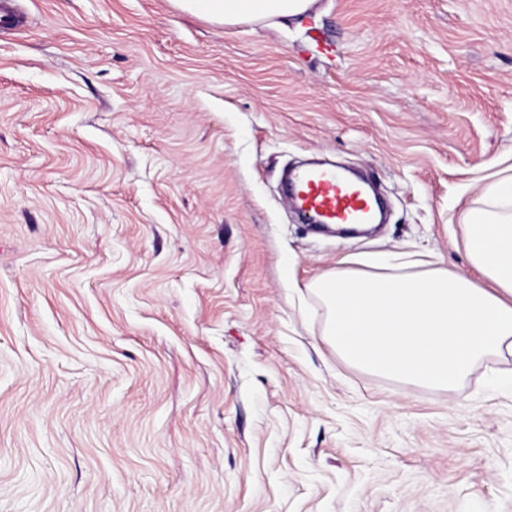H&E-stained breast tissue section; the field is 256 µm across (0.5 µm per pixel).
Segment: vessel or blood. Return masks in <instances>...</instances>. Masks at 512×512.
Masks as SVG:
<instances>
[{
  "label": "vessel or blood",
  "instance_id": "b4317fda",
  "mask_svg": "<svg viewBox=\"0 0 512 512\" xmlns=\"http://www.w3.org/2000/svg\"><path fill=\"white\" fill-rule=\"evenodd\" d=\"M287 190L299 213L311 214L322 224H369L376 215V201L333 167L298 169L290 176Z\"/></svg>",
  "mask_w": 512,
  "mask_h": 512
}]
</instances>
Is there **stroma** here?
<instances>
[{
    "instance_id": "obj_1",
    "label": "stroma",
    "mask_w": 512,
    "mask_h": 512,
    "mask_svg": "<svg viewBox=\"0 0 512 512\" xmlns=\"http://www.w3.org/2000/svg\"><path fill=\"white\" fill-rule=\"evenodd\" d=\"M0 28V512H512V356L431 391L346 363L308 285L407 252L478 279L512 174V0H25ZM387 219L325 236L286 169ZM180 10L218 24L301 20L314 0H172Z\"/></svg>"
}]
</instances>
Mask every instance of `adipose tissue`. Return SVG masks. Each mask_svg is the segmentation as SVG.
Here are the masks:
<instances>
[{
    "mask_svg": "<svg viewBox=\"0 0 512 512\" xmlns=\"http://www.w3.org/2000/svg\"><path fill=\"white\" fill-rule=\"evenodd\" d=\"M313 2L173 0L224 25L300 20ZM465 247L487 286L440 268L404 273L394 255L314 279L309 288L326 310L325 343L368 373L440 391L457 387L488 356H512V176L469 209Z\"/></svg>",
    "mask_w": 512,
    "mask_h": 512,
    "instance_id": "adipose-tissue-1",
    "label": "adipose tissue"
}]
</instances>
